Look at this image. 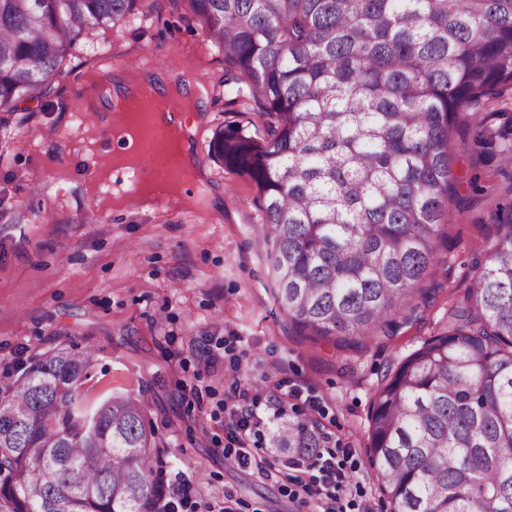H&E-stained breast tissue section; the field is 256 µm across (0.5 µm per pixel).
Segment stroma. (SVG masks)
<instances>
[{"instance_id":"35a3bbf8","label":"stroma","mask_w":512,"mask_h":512,"mask_svg":"<svg viewBox=\"0 0 512 512\" xmlns=\"http://www.w3.org/2000/svg\"><path fill=\"white\" fill-rule=\"evenodd\" d=\"M151 21L96 28L60 64L52 97L22 103L0 131V385L15 366L57 348H94L90 402L133 393L156 434L155 476L194 480L206 502L231 493L242 512H307L280 483L225 461L224 402L238 379L265 390L299 389L316 418L349 448V497L390 512L376 479L369 413L379 384L422 342L446 331L448 308L464 299L475 265L512 203V153L483 161L469 112L457 133L463 178L449 205L448 246L423 286L425 299L396 333L342 348L293 326L272 296L259 246L262 214L254 185L208 153L230 122L262 132L272 118L234 103L233 92L188 112L190 172L177 194L135 205L113 133L115 81L123 60L149 56L148 74L171 85L211 88L224 55L169 0H145Z\"/></svg>"}]
</instances>
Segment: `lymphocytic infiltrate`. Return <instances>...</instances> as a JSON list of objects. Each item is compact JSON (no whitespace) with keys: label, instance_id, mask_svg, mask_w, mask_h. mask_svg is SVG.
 I'll return each mask as SVG.
<instances>
[{"label":"lymphocytic infiltrate","instance_id":"lymphocytic-infiltrate-1","mask_svg":"<svg viewBox=\"0 0 512 512\" xmlns=\"http://www.w3.org/2000/svg\"><path fill=\"white\" fill-rule=\"evenodd\" d=\"M253 387V382L248 379L235 386L227 407L230 422L225 459L266 477H280L286 495L304 504L314 503L313 512H347L350 488L345 459L351 456V449L325 447L318 449L309 460L291 458L285 462L257 453L256 448L265 433L287 415L288 402L282 398L261 402ZM304 470L309 472V479L301 478L300 473ZM158 512H239V503L228 494L199 504L190 481L180 477L169 484Z\"/></svg>","mask_w":512,"mask_h":512}]
</instances>
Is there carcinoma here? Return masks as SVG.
Here are the masks:
<instances>
[{"instance_id": "carcinoma-1", "label": "carcinoma", "mask_w": 512, "mask_h": 512, "mask_svg": "<svg viewBox=\"0 0 512 512\" xmlns=\"http://www.w3.org/2000/svg\"><path fill=\"white\" fill-rule=\"evenodd\" d=\"M224 53V85L273 122L216 130L256 187L276 307L317 336L390 335L447 239L464 111L512 92V0H170ZM142 0H0L1 114L54 93L84 34L146 22ZM498 136L480 124L473 142ZM448 329L380 385L369 414L392 512H512V209ZM95 351L33 356L0 387V512H154L155 432L138 396L87 402ZM297 415L270 442L324 447Z\"/></svg>"}]
</instances>
